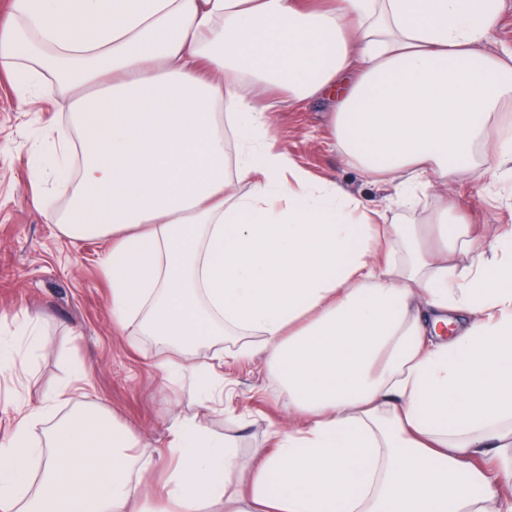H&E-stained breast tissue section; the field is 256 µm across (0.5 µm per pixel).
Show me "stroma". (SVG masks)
<instances>
[{"label": "stroma", "mask_w": 512, "mask_h": 512, "mask_svg": "<svg viewBox=\"0 0 512 512\" xmlns=\"http://www.w3.org/2000/svg\"><path fill=\"white\" fill-rule=\"evenodd\" d=\"M64 100L60 95L37 97L19 105L10 83L0 79V143L18 153L0 155V334H11L25 317L39 320L42 344L34 353L31 372L16 380L0 372V437L9 430L11 405L37 400L67 376L71 362L83 365L89 387L75 403H101L135 434L154 447H164L172 416L201 415L217 435L235 438L243 474H250L254 451L266 447L272 429L288 425V412L276 377L262 356L233 359L232 340L205 345L195 361L226 351L224 381L231 388L220 413H202L188 382L166 386L153 366L161 351L136 327L116 331L112 325L111 283L104 270L107 242L74 241L47 223L45 209L27 180V162L46 148L45 134ZM270 133L277 149L288 152L308 176L339 184L375 211L381 224H397L437 241L442 228L437 213L455 203L470 234L494 246L512 235V177L502 173L493 146L478 144L474 158L481 176L468 174L434 180L398 205L395 182H375L349 164L333 146L334 133L326 106L307 105L275 113Z\"/></svg>", "instance_id": "stroma-1"}]
</instances>
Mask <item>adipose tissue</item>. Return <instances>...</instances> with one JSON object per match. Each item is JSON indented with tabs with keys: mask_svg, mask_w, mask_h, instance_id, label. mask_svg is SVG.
I'll return each instance as SVG.
<instances>
[{
	"mask_svg": "<svg viewBox=\"0 0 512 512\" xmlns=\"http://www.w3.org/2000/svg\"><path fill=\"white\" fill-rule=\"evenodd\" d=\"M504 0H12L0 68L21 102L71 95L27 165L50 223L111 242L112 323L182 357L225 336L261 354L294 418L257 449L244 493L232 441L174 418L154 448L82 369L19 410L0 442V512H512V240L461 267L275 150L273 91L333 99L335 144L372 180L512 162ZM247 184L246 192L236 187ZM35 319L0 338L23 377ZM67 414H60L61 406ZM486 49L491 53L512 49V0H506L498 28Z\"/></svg>",
	"mask_w": 512,
	"mask_h": 512,
	"instance_id": "ef3b65f1",
	"label": "adipose tissue"
}]
</instances>
